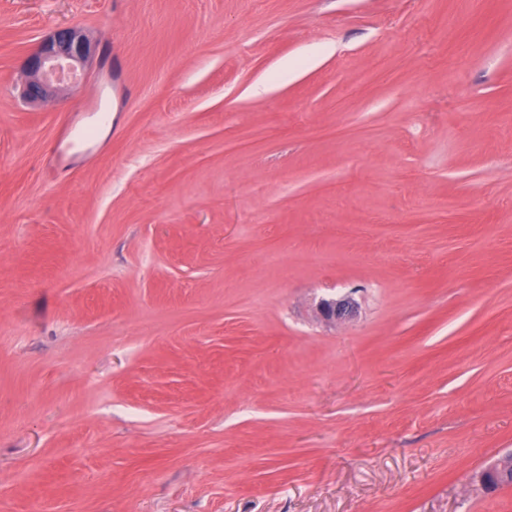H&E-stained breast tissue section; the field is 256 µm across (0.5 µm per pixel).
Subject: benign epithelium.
Here are the masks:
<instances>
[{"mask_svg":"<svg viewBox=\"0 0 512 512\" xmlns=\"http://www.w3.org/2000/svg\"><path fill=\"white\" fill-rule=\"evenodd\" d=\"M90 53L91 44L79 30H55L42 40L26 63L25 96L31 100L52 96L61 82L57 73L64 69L75 74L83 71ZM318 311L327 321L345 322L356 316L358 303L348 293L338 298L321 300ZM511 478L512 453L491 462L480 475V481L488 488H495Z\"/></svg>","mask_w":512,"mask_h":512,"instance_id":"obj_1","label":"benign epithelium"}]
</instances>
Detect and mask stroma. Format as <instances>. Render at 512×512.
<instances>
[{"instance_id":"1","label":"stroma","mask_w":512,"mask_h":512,"mask_svg":"<svg viewBox=\"0 0 512 512\" xmlns=\"http://www.w3.org/2000/svg\"><path fill=\"white\" fill-rule=\"evenodd\" d=\"M510 451L512 0H0V512H512ZM91 53L89 40L77 29H57L45 37L26 63L24 94L31 100L52 96L62 80L56 76L65 68L82 74ZM318 311L327 321L345 322L356 316L358 303L348 293L338 298L322 299L318 304ZM512 478V453L491 462L480 475V481L487 488H495L501 482Z\"/></svg>"}]
</instances>
